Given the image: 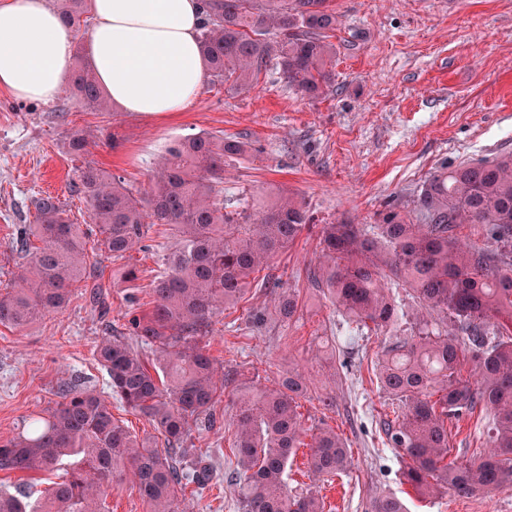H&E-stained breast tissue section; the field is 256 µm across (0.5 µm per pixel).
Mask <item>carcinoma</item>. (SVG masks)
Instances as JSON below:
<instances>
[{
	"label": "carcinoma",
	"mask_w": 512,
	"mask_h": 512,
	"mask_svg": "<svg viewBox=\"0 0 512 512\" xmlns=\"http://www.w3.org/2000/svg\"><path fill=\"white\" fill-rule=\"evenodd\" d=\"M64 22L80 28L91 0H56ZM199 45L213 84L248 91L273 66L302 96L318 99L335 82L336 12L328 0H200ZM65 92L107 111L82 48ZM249 144L202 132L169 147L150 193L141 196L94 164L77 173L74 193L90 210L104 251L119 260L142 246L148 225L166 224L176 240L156 278L154 306L132 314L134 342L103 338L93 353L109 377L108 395L79 383L64 386L54 406L27 419L25 430L0 440V471L30 474L62 469L66 479L29 502L32 485L0 489V512H104L112 483L131 479L150 512H179V493L206 488L212 463L195 457L193 429H212L224 397V369L202 344L213 317L253 285L276 288L269 262L294 243L311 218L294 195L278 190L257 201L224 203V161ZM35 223L12 249L23 262L0 292V324L24 328L61 309L77 288L100 303L98 261L89 257V229L73 223L57 198L33 201ZM415 219L395 207L374 224L321 225V256L309 278L356 328L368 324L386 340L378 383L399 413L383 421L390 448L408 458L404 478L420 494L448 488L484 496L512 484V153L440 167L414 200ZM477 224L494 248L463 243L458 229ZM279 317L297 312L280 296ZM149 347L146 361L133 343ZM476 376L461 374L466 363ZM237 468L226 482L239 490L243 512H324L318 497L286 491L285 473L305 429L296 400L304 376L290 371L278 386H235ZM144 416L162 449L131 435L108 398ZM485 410L488 446L465 463L448 461V421ZM308 465L332 478L352 465L331 429L311 435ZM371 512H407L393 494H379Z\"/></svg>",
	"instance_id": "carcinoma-1"
}]
</instances>
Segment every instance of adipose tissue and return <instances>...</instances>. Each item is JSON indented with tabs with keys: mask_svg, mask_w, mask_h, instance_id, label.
Returning <instances> with one entry per match:
<instances>
[{
	"mask_svg": "<svg viewBox=\"0 0 512 512\" xmlns=\"http://www.w3.org/2000/svg\"><path fill=\"white\" fill-rule=\"evenodd\" d=\"M85 47L100 85L126 112L184 111L206 69L199 0H92ZM0 89L50 101L70 74L74 37L49 0H0Z\"/></svg>",
	"mask_w": 512,
	"mask_h": 512,
	"instance_id": "1",
	"label": "adipose tissue"
}]
</instances>
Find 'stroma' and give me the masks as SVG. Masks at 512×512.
Returning <instances> with one entry per match:
<instances>
[{"label": "stroma", "instance_id": "1", "mask_svg": "<svg viewBox=\"0 0 512 512\" xmlns=\"http://www.w3.org/2000/svg\"><path fill=\"white\" fill-rule=\"evenodd\" d=\"M330 6L338 16L336 81L317 101L288 89L273 69L246 94L204 83L186 111L164 115L97 112L66 93L31 102L0 92V288L9 287L16 270L11 246L19 228L34 221V198L53 195L75 223H89L85 203L71 191L89 161L146 193L168 147L201 132L233 135L251 151L226 159L225 198L285 189L319 225L371 224L388 203L412 211L434 169L512 153V0H330ZM77 132L91 141L87 155L68 151ZM146 241L148 250L115 261L89 237L87 249L99 262L100 305L77 293L26 328L0 325V440L52 405L72 375L105 390L108 376L93 350L104 337H129L127 314L149 308L152 282L175 243L161 224ZM318 254L317 232L306 229L271 262L272 274L297 295L292 321L275 316L269 290L253 287L214 318L206 338L211 355L238 379L270 387L281 372L298 370L310 383L298 401L304 428H330L344 439L352 456L346 473L320 480L301 448L288 466L289 488L312 491L325 512H370L381 493L397 495L408 512H512V485L467 497L451 490L421 496L403 483L401 455L387 447L379 426L392 412L375 376L383 337L365 328L351 357L336 351L348 325L308 277ZM130 267L136 280L124 278ZM328 395L335 399L329 408L321 403ZM217 412L222 424L193 439L200 454L212 457L216 477L202 491L186 489L183 512H242L224 479L237 464L234 432L223 427L235 413L232 395ZM488 422L479 411L454 424L450 460L465 462L483 451Z\"/></svg>", "mask_w": 512, "mask_h": 512}]
</instances>
